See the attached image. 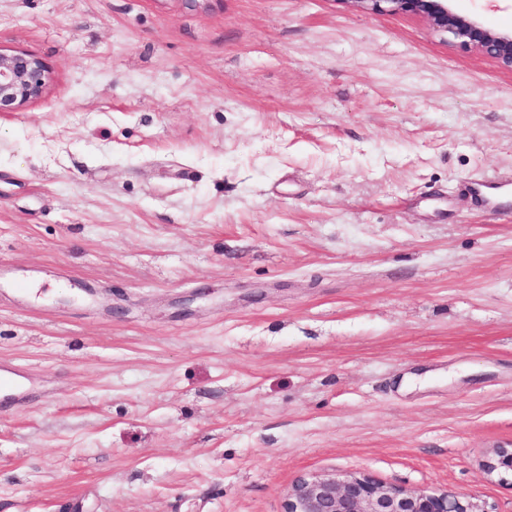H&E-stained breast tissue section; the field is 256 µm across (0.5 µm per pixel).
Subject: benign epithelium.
Returning <instances> with one entry per match:
<instances>
[{"instance_id": "benign-epithelium-1", "label": "benign epithelium", "mask_w": 512, "mask_h": 512, "mask_svg": "<svg viewBox=\"0 0 512 512\" xmlns=\"http://www.w3.org/2000/svg\"><path fill=\"white\" fill-rule=\"evenodd\" d=\"M373 13L423 15L453 41L496 58L512 68V31H494L477 18L455 12L450 0H355ZM49 71L37 55L0 51V112H12L42 96ZM484 471L512 477V448L494 449ZM283 512H493L471 493L439 490L410 491L386 485L364 472L312 473L297 479L285 499Z\"/></svg>"}]
</instances>
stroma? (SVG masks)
<instances>
[{"instance_id": "35a3bbf8", "label": "stroma", "mask_w": 512, "mask_h": 512, "mask_svg": "<svg viewBox=\"0 0 512 512\" xmlns=\"http://www.w3.org/2000/svg\"><path fill=\"white\" fill-rule=\"evenodd\" d=\"M512 29V0H453ZM0 512L467 491L512 446V69L353 0H0ZM49 79L48 68L37 55L0 51V112H12L41 97ZM22 374L14 364H0V399L28 402L38 397V393L27 389L21 383Z\"/></svg>"}]
</instances>
